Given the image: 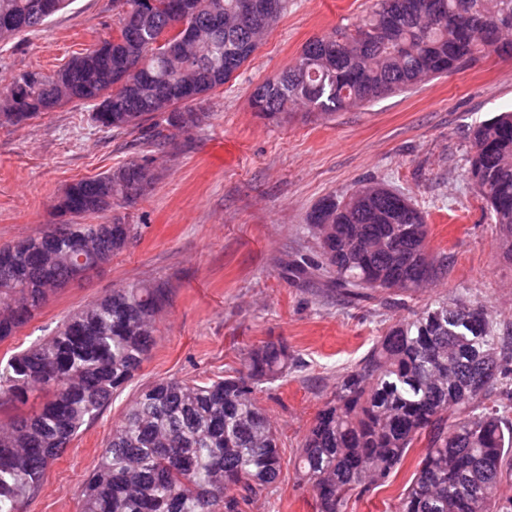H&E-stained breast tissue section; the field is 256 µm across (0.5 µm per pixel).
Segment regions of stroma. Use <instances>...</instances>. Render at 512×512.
I'll return each mask as SVG.
<instances>
[{
	"instance_id": "1",
	"label": "stroma",
	"mask_w": 512,
	"mask_h": 512,
	"mask_svg": "<svg viewBox=\"0 0 512 512\" xmlns=\"http://www.w3.org/2000/svg\"><path fill=\"white\" fill-rule=\"evenodd\" d=\"M374 3L289 0L253 57L198 103L206 114L200 126L162 152H150L135 132L99 130L79 103L20 125L0 121V245L47 230L56 198L76 180L150 156L158 172L143 196L89 218L139 225V236L0 342V360L112 289L146 281L168 295L134 380L83 426L19 512H77L84 481L141 389L165 378L224 376L242 369L246 347L269 341L287 344L301 366L256 394L277 429L283 469L275 490L246 512H315L295 457L338 377L387 327L448 299L482 304L501 336H512V261L467 175L473 129L512 109V56L487 53L456 73L329 116L296 108L276 123L250 104L254 88L288 68L307 40L356 23ZM117 27L112 0H73L48 24L0 46V88L24 71L59 70ZM370 179L411 199L426 218L431 250L448 262L426 287L353 301L326 277H299L293 267L319 260L307 231L318 201ZM423 449H410L388 485L352 495L346 512H394Z\"/></svg>"
}]
</instances>
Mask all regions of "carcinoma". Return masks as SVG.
Segmentation results:
<instances>
[{
    "mask_svg": "<svg viewBox=\"0 0 512 512\" xmlns=\"http://www.w3.org/2000/svg\"><path fill=\"white\" fill-rule=\"evenodd\" d=\"M69 0H0V44L33 31ZM117 35L52 74L15 76L0 114L20 124L67 103L92 107L102 130L145 129L162 151L175 131L199 126L192 103L249 61L288 10L250 21L242 0H113ZM512 49V0H376L360 22L310 40L288 70L257 85L251 103L278 119L295 107L324 116L423 80L452 74L483 51ZM134 66L131 87H115ZM468 177L486 200L500 248L512 260V111L472 131ZM157 179L131 163L65 190L68 219L0 246V341L14 336L58 289L109 261L138 235L136 224H81L128 203ZM329 281L363 291L420 288L438 272L425 217L403 194L365 183L342 199L322 198L308 216ZM161 285L132 283L70 314L51 336L0 362V408L27 392L41 409L0 421V512L39 488L47 467L81 428L122 392L149 355ZM298 360L267 342L245 353L246 371L211 382L166 379L142 389L112 429L89 475L79 512H244L281 472L276 429L256 390L288 376ZM425 453L395 512H512L499 493L512 478V348L482 306L436 300L391 326L346 370L318 413L297 472L317 512H344L398 470L410 448Z\"/></svg>",
    "mask_w": 512,
    "mask_h": 512,
    "instance_id": "carcinoma-1",
    "label": "carcinoma"
}]
</instances>
